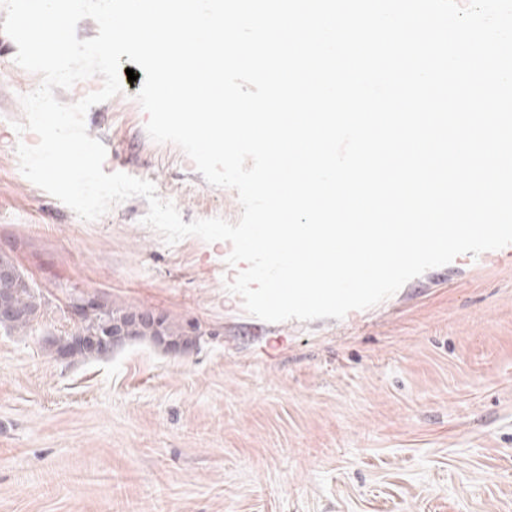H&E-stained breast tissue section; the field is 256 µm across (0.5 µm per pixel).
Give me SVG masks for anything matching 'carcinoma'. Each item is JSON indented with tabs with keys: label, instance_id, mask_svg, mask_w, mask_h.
I'll return each instance as SVG.
<instances>
[{
	"label": "carcinoma",
	"instance_id": "1",
	"mask_svg": "<svg viewBox=\"0 0 512 512\" xmlns=\"http://www.w3.org/2000/svg\"><path fill=\"white\" fill-rule=\"evenodd\" d=\"M42 293L28 280L21 270H16V279L0 280V328L12 332H26L42 307ZM127 331L125 336L112 335V329ZM78 332L95 342V347L78 353L82 358L92 357L101 351L108 353L131 340H148L157 345L191 343L198 336L189 335L186 326L160 317L159 327L143 318L135 319L134 312L113 307L103 300L88 308L79 320Z\"/></svg>",
	"mask_w": 512,
	"mask_h": 512
}]
</instances>
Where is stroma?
Masks as SVG:
<instances>
[{
    "label": "stroma",
    "mask_w": 512,
    "mask_h": 512,
    "mask_svg": "<svg viewBox=\"0 0 512 512\" xmlns=\"http://www.w3.org/2000/svg\"><path fill=\"white\" fill-rule=\"evenodd\" d=\"M0 32V255L45 296L0 330V512H512V245L463 254L343 319L268 323L225 289L231 245H166L133 197L86 222L25 178L31 73ZM141 81L92 106L103 170L151 180L184 222L237 221L176 145L152 141ZM198 326L58 356L65 291Z\"/></svg>",
    "instance_id": "1"
}]
</instances>
